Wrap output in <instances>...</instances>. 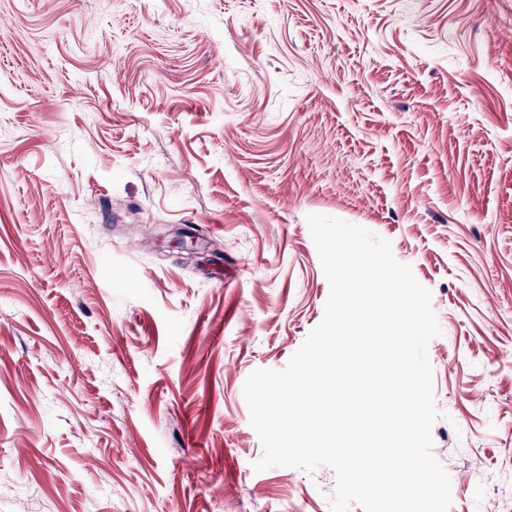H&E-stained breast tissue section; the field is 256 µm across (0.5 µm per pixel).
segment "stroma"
Instances as JSON below:
<instances>
[{"label":"stroma","mask_w":512,"mask_h":512,"mask_svg":"<svg viewBox=\"0 0 512 512\" xmlns=\"http://www.w3.org/2000/svg\"><path fill=\"white\" fill-rule=\"evenodd\" d=\"M311 214L430 291L449 512H512V0H0V512H330L243 393Z\"/></svg>","instance_id":"35a3bbf8"}]
</instances>
